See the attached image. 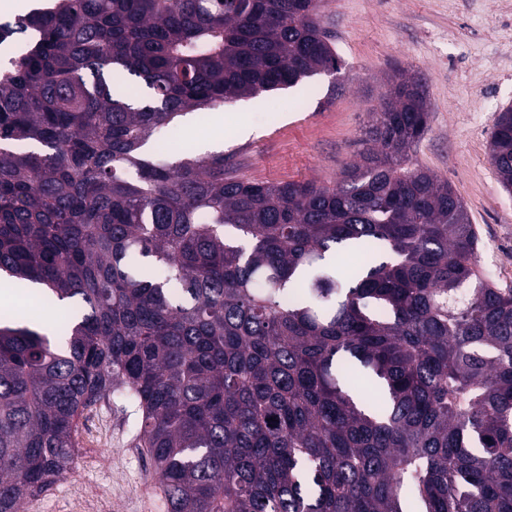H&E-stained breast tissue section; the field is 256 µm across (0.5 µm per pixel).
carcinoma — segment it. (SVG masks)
Masks as SVG:
<instances>
[{
    "instance_id": "cac0c4a2",
    "label": "carcinoma",
    "mask_w": 512,
    "mask_h": 512,
    "mask_svg": "<svg viewBox=\"0 0 512 512\" xmlns=\"http://www.w3.org/2000/svg\"><path fill=\"white\" fill-rule=\"evenodd\" d=\"M323 0H46L0 22V512L74 466L78 420L141 412L165 512H512V289L417 166L400 76L333 186L256 183L153 133L339 61ZM138 81L131 99L110 80ZM489 160L512 192V106Z\"/></svg>"
}]
</instances>
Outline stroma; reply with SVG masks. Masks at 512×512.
Instances as JSON below:
<instances>
[{
  "mask_svg": "<svg viewBox=\"0 0 512 512\" xmlns=\"http://www.w3.org/2000/svg\"><path fill=\"white\" fill-rule=\"evenodd\" d=\"M321 24L339 57L336 76L225 104L220 127L213 112L187 114L152 148L172 160L177 143L198 154L203 140L217 138L242 178L330 186L355 160L392 78L421 77L429 130L413 160L458 191L480 237V271L512 289V193L488 156L494 118L512 105V0H324ZM240 119L250 136L238 134ZM138 418L136 407L110 399L85 411L74 474L30 498L25 512H164L137 444Z\"/></svg>",
  "mask_w": 512,
  "mask_h": 512,
  "instance_id": "1",
  "label": "stroma"
}]
</instances>
